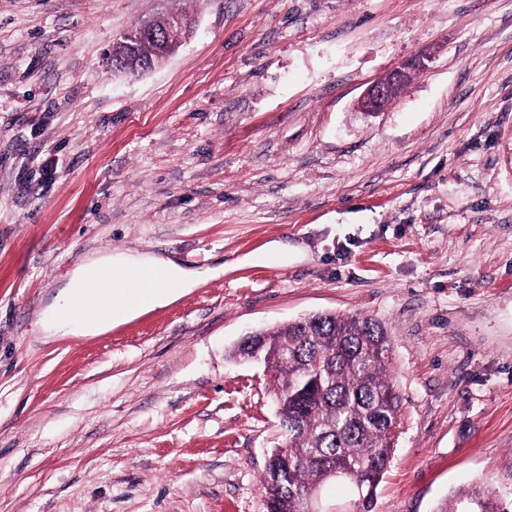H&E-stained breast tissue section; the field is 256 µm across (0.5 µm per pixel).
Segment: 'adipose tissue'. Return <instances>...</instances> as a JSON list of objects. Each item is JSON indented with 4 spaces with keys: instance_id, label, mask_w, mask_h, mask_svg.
<instances>
[{
    "instance_id": "1",
    "label": "adipose tissue",
    "mask_w": 512,
    "mask_h": 512,
    "mask_svg": "<svg viewBox=\"0 0 512 512\" xmlns=\"http://www.w3.org/2000/svg\"><path fill=\"white\" fill-rule=\"evenodd\" d=\"M223 272L220 266L189 269L136 250L98 255L73 271L40 330L50 336H95L146 309L170 304Z\"/></svg>"
}]
</instances>
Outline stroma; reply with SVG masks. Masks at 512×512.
Returning a JSON list of instances; mask_svg holds the SVG:
<instances>
[{"mask_svg": "<svg viewBox=\"0 0 512 512\" xmlns=\"http://www.w3.org/2000/svg\"><path fill=\"white\" fill-rule=\"evenodd\" d=\"M174 9L164 64L102 65ZM129 249L224 272L43 342L72 272ZM324 312L391 339L374 512L512 502V0H0V512H263L285 434L235 350ZM182 12H166L164 14H158L148 19L142 20L124 32L123 44L117 43L114 45L113 42V53L116 54L114 58L116 62H129L134 63L137 61L145 60L157 55L159 51L158 45L151 42L145 41L141 38V30L145 23L152 21L155 24L165 22L166 19L184 15ZM194 29V22L191 18H176L173 20L169 27L165 28L163 33H157V30L150 31L146 34L152 40L160 43L159 53L163 56V60H167L173 56L184 42L189 38ZM121 57V59L119 58ZM432 61V55L428 51H424L413 58L402 62L400 65L395 67L389 73L390 79H384L382 81L376 82L371 85L368 89H366L362 99H361V110L366 113H376L382 111V101L389 94V90L392 85L401 80L402 76L405 74L404 65H410L415 68L417 72L424 71L429 62ZM437 512H511V509L493 490L475 486L461 490L455 499L441 504Z\"/></svg>", "mask_w": 512, "mask_h": 512, "instance_id": "1", "label": "stroma"}]
</instances>
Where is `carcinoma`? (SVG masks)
I'll return each mask as SVG.
<instances>
[{"label": "carcinoma", "mask_w": 512, "mask_h": 512, "mask_svg": "<svg viewBox=\"0 0 512 512\" xmlns=\"http://www.w3.org/2000/svg\"><path fill=\"white\" fill-rule=\"evenodd\" d=\"M144 25L113 46L117 62L157 55L158 45L141 38ZM261 335L286 431L261 481L265 512H305L309 497L331 481L333 466L354 490L353 512H372L395 445L390 428L399 426L401 412L386 330L360 314L317 313ZM437 512L512 511L496 492L475 486Z\"/></svg>", "instance_id": "1"}]
</instances>
